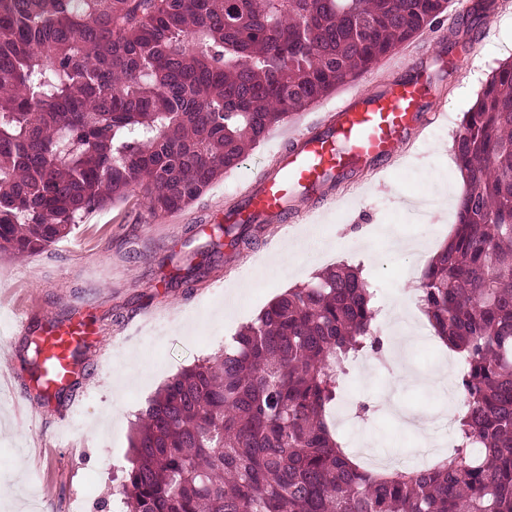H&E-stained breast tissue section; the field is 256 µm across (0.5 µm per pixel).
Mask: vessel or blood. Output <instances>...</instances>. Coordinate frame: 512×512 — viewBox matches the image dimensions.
<instances>
[{"label":"vessel or blood","instance_id":"b4317fda","mask_svg":"<svg viewBox=\"0 0 512 512\" xmlns=\"http://www.w3.org/2000/svg\"><path fill=\"white\" fill-rule=\"evenodd\" d=\"M435 87L434 75L421 67L405 83L350 92L337 104L330 125L314 122L306 134L295 137L293 150L278 152L274 166L241 193L232 223L280 220L297 206L301 194L318 195L327 176L352 169L378 172L382 161L398 156L418 116L429 121L438 116ZM90 335L82 317L46 324L41 332L47 359L44 387L70 376L75 355Z\"/></svg>","mask_w":512,"mask_h":512}]
</instances>
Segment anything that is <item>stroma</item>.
<instances>
[{
	"label": "stroma",
	"mask_w": 512,
	"mask_h": 512,
	"mask_svg": "<svg viewBox=\"0 0 512 512\" xmlns=\"http://www.w3.org/2000/svg\"><path fill=\"white\" fill-rule=\"evenodd\" d=\"M474 48L454 51L442 86L445 116L412 135L396 164L377 179L354 177L335 189L341 207L304 201L308 224H269L256 244L212 270L191 296L168 284L156 260L169 252L204 249L212 225L238 191L270 167L288 139L323 118L346 94L339 87L291 122L274 128L238 168L188 208L154 214L140 195L85 215L73 232L31 256L0 254V512H33L32 490L45 491L44 512H120L112 474L127 466L128 436L137 411L183 369L213 355L257 317L276 295L334 265L362 266L382 309L395 295L415 296L417 270L457 222L464 190L453 142L489 74L512 56V0L473 33ZM195 226L194 238L185 230ZM319 231L324 257L296 253L284 274L267 265L306 232ZM76 312L95 318L87 372L71 399L44 406L24 391L20 354L28 329ZM443 344L423 338L403 361L355 360L344 394L361 414L339 427L356 441L409 460L420 440L392 416L400 408L428 420L448 413L446 397L427 391L415 375L446 371L458 379Z\"/></svg>",
	"instance_id": "1"
}]
</instances>
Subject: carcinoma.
Here are the masks:
<instances>
[{
  "label": "carcinoma",
  "instance_id": "1",
  "mask_svg": "<svg viewBox=\"0 0 512 512\" xmlns=\"http://www.w3.org/2000/svg\"><path fill=\"white\" fill-rule=\"evenodd\" d=\"M440 0H0V253L41 252L142 193L197 200L246 150L441 23ZM473 20L448 31L462 49ZM457 224L419 306L463 363L453 447L422 469L369 470L327 416L349 361L382 350L359 266L273 298L224 348L169 379L132 423L115 494L127 512H512V61L463 115ZM216 224L162 260L194 292L263 229ZM54 395L25 392L42 405ZM44 368L40 337L21 356Z\"/></svg>",
  "mask_w": 512,
  "mask_h": 512
}]
</instances>
